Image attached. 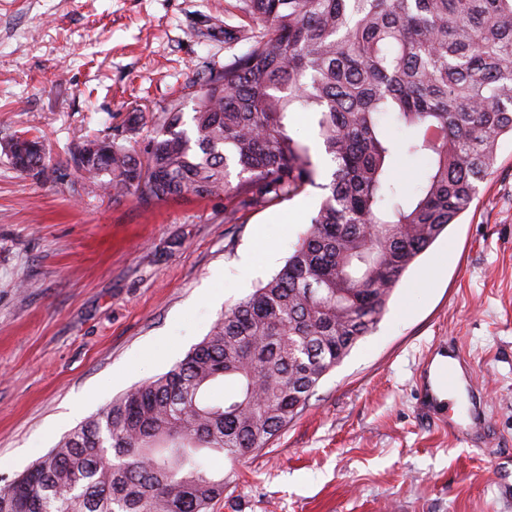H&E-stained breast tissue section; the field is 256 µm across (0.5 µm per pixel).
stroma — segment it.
<instances>
[{
	"mask_svg": "<svg viewBox=\"0 0 512 512\" xmlns=\"http://www.w3.org/2000/svg\"><path fill=\"white\" fill-rule=\"evenodd\" d=\"M240 0H0V141L38 135L44 175L0 153V479L171 369L288 258L319 187L238 210L77 186L79 138L154 137L159 112L250 46ZM470 361L490 434L423 418L440 340ZM213 512H512V140L459 223L403 273L373 332L239 462Z\"/></svg>",
	"mask_w": 512,
	"mask_h": 512,
	"instance_id": "1",
	"label": "stroma"
}]
</instances>
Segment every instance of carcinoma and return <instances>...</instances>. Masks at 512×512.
Here are the masks:
<instances>
[{"label":"carcinoma","instance_id":"cac0c4a2","mask_svg":"<svg viewBox=\"0 0 512 512\" xmlns=\"http://www.w3.org/2000/svg\"><path fill=\"white\" fill-rule=\"evenodd\" d=\"M263 28L193 98L157 117L145 156L83 139L84 185L150 203L323 197L283 267L166 373L83 421L0 486V512H210L213 457L260 450L376 327L402 274L469 210L512 136V0H242ZM313 114L331 167L288 128ZM391 114L400 134L383 117ZM20 172L46 152L0 142ZM403 157L425 165L405 176ZM237 183H232V180ZM230 382L233 393L210 391Z\"/></svg>","mask_w":512,"mask_h":512}]
</instances>
